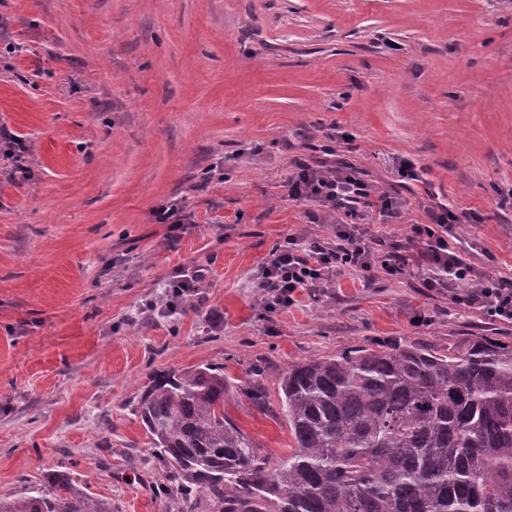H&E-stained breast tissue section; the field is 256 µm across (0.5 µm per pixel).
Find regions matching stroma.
Segmentation results:
<instances>
[{"mask_svg":"<svg viewBox=\"0 0 512 512\" xmlns=\"http://www.w3.org/2000/svg\"><path fill=\"white\" fill-rule=\"evenodd\" d=\"M7 139L30 175L0 172V498L58 470L112 512H180L136 415L161 370L223 367L225 416L274 464L289 366L512 343L410 270L334 272L273 311L257 286L286 239L336 240L287 197L297 160L398 198L396 222L355 216L370 244L415 262L434 200L473 215L450 244L475 271L512 279V0H0ZM170 206L185 223H156Z\"/></svg>","mask_w":512,"mask_h":512,"instance_id":"stroma-1","label":"stroma"}]
</instances>
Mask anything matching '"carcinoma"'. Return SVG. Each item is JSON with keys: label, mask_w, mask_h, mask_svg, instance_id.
<instances>
[{"label": "carcinoma", "mask_w": 512, "mask_h": 512, "mask_svg": "<svg viewBox=\"0 0 512 512\" xmlns=\"http://www.w3.org/2000/svg\"><path fill=\"white\" fill-rule=\"evenodd\" d=\"M293 440L274 467L224 417V370L160 374L138 402L160 497L181 512H512V344H396L280 377ZM0 512H112L63 472Z\"/></svg>", "instance_id": "cac0c4a2"}]
</instances>
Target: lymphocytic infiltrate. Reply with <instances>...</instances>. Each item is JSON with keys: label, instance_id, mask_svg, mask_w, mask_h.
I'll return each instance as SVG.
<instances>
[{"label": "lymphocytic infiltrate", "instance_id": "lymphocytic-infiltrate-1", "mask_svg": "<svg viewBox=\"0 0 512 512\" xmlns=\"http://www.w3.org/2000/svg\"><path fill=\"white\" fill-rule=\"evenodd\" d=\"M287 196L298 203H316L319 209L339 215L364 207L378 210L385 218L397 216L386 192L365 182L345 165L324 170L304 162L297 163L295 172L288 178ZM426 214L428 223L411 228L414 238L424 245L421 258L426 264L425 287L438 288L448 281L474 278L476 288L461 296V303L489 316L511 321L512 279L477 275L463 254L448 243L455 225L463 223V216L441 203L427 207ZM336 236L339 243L333 248L315 242L303 249L296 239L290 238L272 251L261 276V285L268 293L269 308L290 304L297 289L314 287L334 271H366L377 262L387 274H404L407 265L404 256L397 253L377 256L355 226L337 225Z\"/></svg>", "mask_w": 512, "mask_h": 512}]
</instances>
